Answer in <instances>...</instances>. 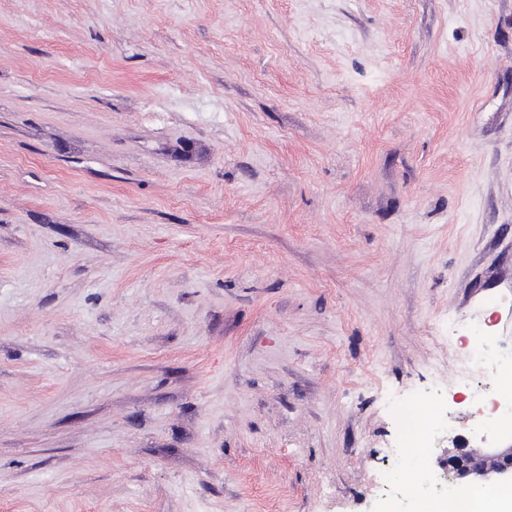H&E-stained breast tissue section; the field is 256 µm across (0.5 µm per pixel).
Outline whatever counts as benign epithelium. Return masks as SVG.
<instances>
[{"label":"benign epithelium","instance_id":"benign-epithelium-1","mask_svg":"<svg viewBox=\"0 0 512 512\" xmlns=\"http://www.w3.org/2000/svg\"><path fill=\"white\" fill-rule=\"evenodd\" d=\"M448 470L472 485L512 482V441L494 448H450Z\"/></svg>","mask_w":512,"mask_h":512}]
</instances>
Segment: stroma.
Here are the masks:
<instances>
[{
	"instance_id": "obj_1",
	"label": "stroma",
	"mask_w": 512,
	"mask_h": 512,
	"mask_svg": "<svg viewBox=\"0 0 512 512\" xmlns=\"http://www.w3.org/2000/svg\"><path fill=\"white\" fill-rule=\"evenodd\" d=\"M478 325L512 0H0V512H411Z\"/></svg>"
}]
</instances>
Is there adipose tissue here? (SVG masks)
<instances>
[{"label": "adipose tissue", "instance_id": "1", "mask_svg": "<svg viewBox=\"0 0 512 512\" xmlns=\"http://www.w3.org/2000/svg\"><path fill=\"white\" fill-rule=\"evenodd\" d=\"M414 512H512V484L460 488L437 501L419 496Z\"/></svg>", "mask_w": 512, "mask_h": 512}]
</instances>
